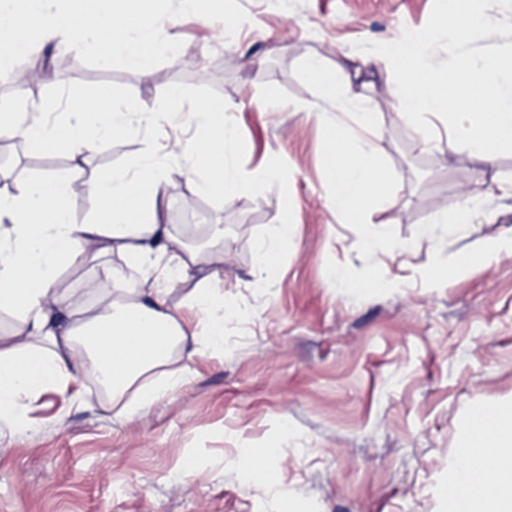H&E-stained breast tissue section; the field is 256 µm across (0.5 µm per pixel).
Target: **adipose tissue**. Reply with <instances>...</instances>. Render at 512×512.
<instances>
[{"instance_id":"obj_1","label":"adipose tissue","mask_w":512,"mask_h":512,"mask_svg":"<svg viewBox=\"0 0 512 512\" xmlns=\"http://www.w3.org/2000/svg\"><path fill=\"white\" fill-rule=\"evenodd\" d=\"M306 72L338 110L356 115L361 128L374 125V113L344 93L340 73L328 71L316 58L307 62ZM68 112L71 122L60 127L48 125L39 108L1 112L0 136L91 151L130 130L108 87L72 92ZM326 158L335 180L334 207L350 223H365L378 198L394 187L381 149L339 124L327 132ZM72 185V179L47 175L19 182L12 193L0 195V221L10 224L9 234L0 235V313L16 317L15 333L27 339L22 345L0 336V431L19 429L29 401L70 389L75 369L86 364L95 367L99 385L113 400L129 399L139 410L150 408L189 376L185 368L166 369L185 338L167 289L140 290L132 300L113 296L111 286L120 272L99 266L101 288L88 315L81 317L57 288L61 272L97 264L111 248L122 252L128 267L158 279L190 277L194 253L155 218L158 198L167 191L158 163L88 182L86 192L95 208L84 224L75 223L71 213ZM191 306L206 321L197 339L200 351L222 352L221 290L197 289ZM496 418L485 433L481 419L470 416L467 446L474 470L448 472V488L464 512H512V409ZM490 456L497 460L491 472L484 466Z\"/></svg>"}]
</instances>
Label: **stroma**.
<instances>
[{
	"label": "stroma",
	"instance_id": "obj_1",
	"mask_svg": "<svg viewBox=\"0 0 512 512\" xmlns=\"http://www.w3.org/2000/svg\"><path fill=\"white\" fill-rule=\"evenodd\" d=\"M238 3L249 21L218 55L210 46L223 38L222 23L163 20L164 34L196 57L193 70L175 59L139 72L88 67L57 34L38 91L21 99L0 81V108L43 107L52 126L64 122L76 89L107 85L121 106L152 109L171 84L210 86L250 145L247 172L274 155L288 163L295 226L284 266L260 295L265 274L251 241L278 220V188L220 207L201 201L200 223L159 204V223L197 254L191 277L168 290L187 336L169 366L189 367L187 383L127 414L86 371L74 383L81 401L51 391L29 404L27 425L0 438V512H304L309 504L317 512H444L450 461L472 464L466 409L512 403V254L450 281L427 277L436 264L512 238V155L488 165L448 148L433 114L437 137L428 141L378 99L377 86L393 83L389 65L354 47L421 28L432 0ZM315 55L328 70L351 72L350 94L378 115L361 136L380 145L396 183L365 224L348 223L331 205L326 132L355 118L308 78ZM144 134L134 127L91 152L20 141L0 165V192L11 191L6 178L42 173L92 181L100 167L144 150ZM467 194L483 202L470 224L457 231L435 223ZM213 224L224 227L219 251L207 240ZM427 226L431 234L421 236ZM369 233L411 249H366ZM332 269L347 273L348 287L328 279ZM216 270L231 342L204 354L195 344L204 321L189 304ZM371 277L381 287H368ZM272 446L279 452L264 460L265 483H251L242 449ZM189 459L198 475H187Z\"/></svg>",
	"mask_w": 512,
	"mask_h": 512
}]
</instances>
